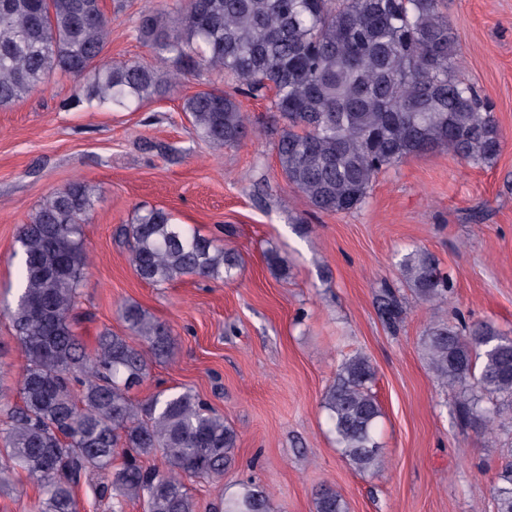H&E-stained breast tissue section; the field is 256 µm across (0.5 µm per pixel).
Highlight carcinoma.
<instances>
[{
	"instance_id": "obj_1",
	"label": "carcinoma",
	"mask_w": 512,
	"mask_h": 512,
	"mask_svg": "<svg viewBox=\"0 0 512 512\" xmlns=\"http://www.w3.org/2000/svg\"><path fill=\"white\" fill-rule=\"evenodd\" d=\"M443 0H187L170 17L140 13L137 36L159 69L138 61L103 63L111 27L101 0H0V109L40 88L54 72L75 81L69 104L128 109L178 89L203 69L269 99L284 121L274 142L281 172L314 208L342 214L362 207L377 175L404 159L451 151L471 166L494 164L504 134L492 106L455 75L459 43ZM197 137L235 147L263 134L232 94L211 89L186 99ZM96 187L75 180L44 196L18 233L19 292L7 315L24 363L21 404L0 380V485L26 473L41 492L38 512H77L75 489L89 476L105 512H196L186 480L215 486L235 461L238 433L191 389L135 400L151 366L173 354L170 328L136 302L120 306L129 335L108 330L88 353L75 333L88 269L83 226ZM129 264L164 287L185 277L230 281L241 256L161 208L121 228ZM400 269L423 301L444 303L450 283L434 257L416 248ZM389 321L402 315L392 293L378 295ZM421 347L429 370L460 387L463 413L493 429L512 413V336L491 321L432 322ZM367 356H345L322 396L329 432L357 471L384 463L382 410ZM120 464H115L117 457ZM497 512H512V462L493 486ZM265 487L243 482L224 512H268ZM315 512H348L331 486Z\"/></svg>"
}]
</instances>
